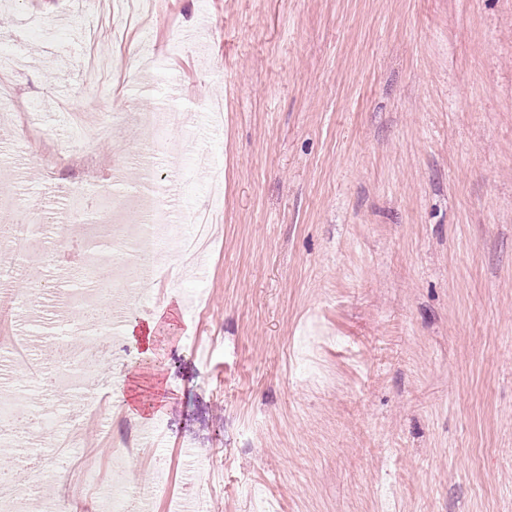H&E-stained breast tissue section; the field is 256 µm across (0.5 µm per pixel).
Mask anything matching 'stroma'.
Returning <instances> with one entry per match:
<instances>
[{"label": "stroma", "mask_w": 512, "mask_h": 512, "mask_svg": "<svg viewBox=\"0 0 512 512\" xmlns=\"http://www.w3.org/2000/svg\"><path fill=\"white\" fill-rule=\"evenodd\" d=\"M110 20L0 0L54 147L28 157L0 104V187L102 199L112 142L72 143L74 113L131 112L133 154L166 112L165 197L217 228L205 269L152 252L141 390L168 403L117 408L112 439L162 434L168 468L127 461L135 512H512V0L156 2L123 30L146 59L92 87Z\"/></svg>", "instance_id": "stroma-1"}]
</instances>
